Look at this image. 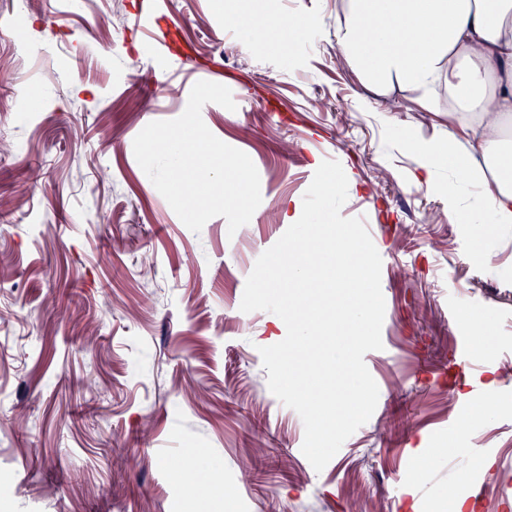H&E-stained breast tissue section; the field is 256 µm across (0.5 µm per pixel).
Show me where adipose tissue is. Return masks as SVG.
<instances>
[{
  "label": "adipose tissue",
  "mask_w": 512,
  "mask_h": 512,
  "mask_svg": "<svg viewBox=\"0 0 512 512\" xmlns=\"http://www.w3.org/2000/svg\"><path fill=\"white\" fill-rule=\"evenodd\" d=\"M335 38L361 81L382 91L410 90L425 110L435 109V88L445 85L451 118L468 130L473 147L453 132L443 141L407 130L395 140L415 156L418 179L447 197L465 230L512 224V0H347ZM477 150L492 160L497 188L466 207L461 192L487 180L473 157ZM445 168L451 179L438 180Z\"/></svg>",
  "instance_id": "ef3b65f1"
}]
</instances>
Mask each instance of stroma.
I'll use <instances>...</instances> for the list:
<instances>
[{"instance_id": "1", "label": "stroma", "mask_w": 512, "mask_h": 512, "mask_svg": "<svg viewBox=\"0 0 512 512\" xmlns=\"http://www.w3.org/2000/svg\"><path fill=\"white\" fill-rule=\"evenodd\" d=\"M312 11L321 27L269 31L244 47L227 15ZM336 0H0V512H416L470 476L477 512H512V410L473 424L469 455L440 456L487 394L512 403V226L488 244L414 179L397 130L448 132V92L429 112L406 90L378 94L340 59ZM237 105L202 109L208 129L254 162L262 202L229 233L190 231L137 163L150 122L180 116L192 86ZM341 163L342 216L362 218L382 258V349L371 418L323 471L301 451L300 416L268 389L259 347L286 335L240 310L257 258L285 232L315 161ZM494 334L468 370L462 314ZM434 453L416 473L415 450ZM206 469L195 507L169 460Z\"/></svg>"}]
</instances>
